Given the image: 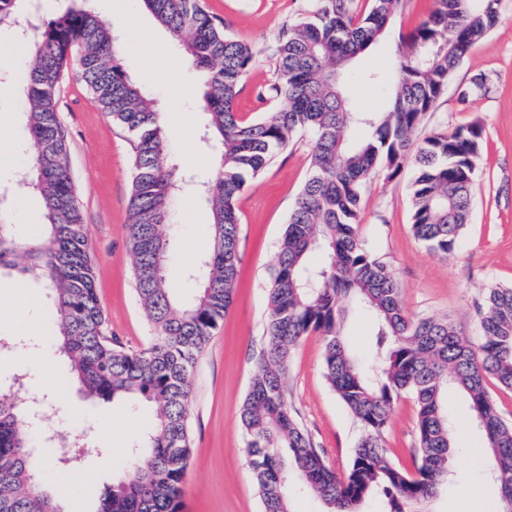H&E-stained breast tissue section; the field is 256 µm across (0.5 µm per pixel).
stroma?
Returning a JSON list of instances; mask_svg holds the SVG:
<instances>
[{
  "label": "stroma",
  "instance_id": "35a3bbf8",
  "mask_svg": "<svg viewBox=\"0 0 512 512\" xmlns=\"http://www.w3.org/2000/svg\"><path fill=\"white\" fill-rule=\"evenodd\" d=\"M211 15L222 20L226 32L255 46L259 54L249 67L237 110L244 119L274 111L276 102L261 103L258 89L275 77V49L279 36L305 15L309 0H200ZM433 0H408L393 20L387 38L360 57L347 84L353 110H381L394 83V48L399 34L426 21ZM143 31L124 41L122 63L131 78L155 98L161 112L181 107L185 120L167 129L168 145L179 164H191L206 174L215 157L201 139L197 72L184 67L180 84L192 95L173 102L166 78L149 82L144 74L162 66L164 57L180 50L167 30L150 13L139 17ZM31 53L27 41L0 42V142L12 146L25 137L14 110L20 68ZM368 71L384 76L379 84L363 80ZM479 77L486 92L461 104L458 94ZM57 109L70 142L69 169L92 247L96 288L109 333L127 349L144 348L151 336L135 293L134 257L128 235V203L132 188V145L127 132L112 122L95 102L76 66H68L57 93ZM479 124L483 151L474 186L473 216L455 252L429 251L411 231L410 192L415 176L412 164L396 175L378 170L364 189L360 234L367 248L394 270L407 312L414 316L448 317L475 331L477 303L493 286H512V0H500L497 26L467 54L448 86L426 112L416 132L425 138L460 126ZM312 138L294 136L260 175L248 179L236 207L240 215V265L234 302L194 368L190 429L192 453L183 487V512H260L257 484L248 464L239 408L251 382L255 362L264 346L267 292L284 226L310 170ZM168 263L171 288L181 295L196 286L189 268L210 247V216L203 201L194 211L175 208ZM322 341L310 335L296 348L284 378L289 405L301 425L337 472H344L361 429L329 387L323 371ZM49 414H79L63 446L82 464L72 471L55 466L54 456L43 464L51 482L64 490L65 512L79 482L95 490L83 512H97L98 490L110 484L131 462L132 428L151 425L155 408L124 402L88 399L71 387L49 397ZM452 415V480L429 504V512H497L499 496L481 477L487 457L484 433L473 421L466 399L449 392ZM111 413L112 423L100 431L98 417ZM390 459L411 467L417 446V411L404 396L393 408L384 434Z\"/></svg>",
  "mask_w": 512,
  "mask_h": 512
}]
</instances>
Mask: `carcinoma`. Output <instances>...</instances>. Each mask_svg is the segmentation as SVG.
Returning <instances> with one entry per match:
<instances>
[{
	"instance_id": "cac0c4a2",
	"label": "carcinoma",
	"mask_w": 512,
	"mask_h": 512,
	"mask_svg": "<svg viewBox=\"0 0 512 512\" xmlns=\"http://www.w3.org/2000/svg\"><path fill=\"white\" fill-rule=\"evenodd\" d=\"M53 19L40 0H0V35L32 38L21 87L28 108V168L4 186L37 194L44 238L26 244L0 216V274L30 276L49 290L58 349L86 395L109 402L140 399L156 419L140 437L134 460L106 486L98 512H183L191 454L192 375L198 358L230 310L239 263L235 202L301 132L312 136L310 172L292 208L268 291L265 345L239 416L255 473L260 512H292L290 489L309 493L325 512H362L377 498L381 512H423L448 481L451 423L448 389L460 391L488 444V481L499 512H512V423L488 385L512 391V287L490 288L479 307L478 335L448 318L407 313L392 268L369 252L359 231L362 191L377 168H415L413 235L437 254L458 245L471 219L482 151L481 129L462 126L415 137L422 115L448 85L472 47L497 25L500 0H433L428 20L395 44L397 80L384 112H354L346 95L353 62L382 40L406 0H313L276 47L277 81L258 91L280 108L242 119L235 101L256 50L224 32L199 0H140L185 51L205 88L202 138L218 146L198 192L211 214L212 248L193 273L197 294L182 301L169 288L166 263L173 201L187 172L169 152L154 99L120 62V36L90 6L65 0ZM102 109L130 136L133 179L129 240L135 291L151 327L148 346L130 351L106 330L92 269L89 238L68 168V143L56 110V90L69 61ZM373 317L369 347L375 362L360 365L348 345L349 317ZM323 344L324 376L362 429L347 470L326 462L288 405L283 378L307 336ZM20 387L0 384V512H50L59 497L33 455L31 402ZM413 397L418 446L413 469L393 463L384 446L394 401Z\"/></svg>"
}]
</instances>
